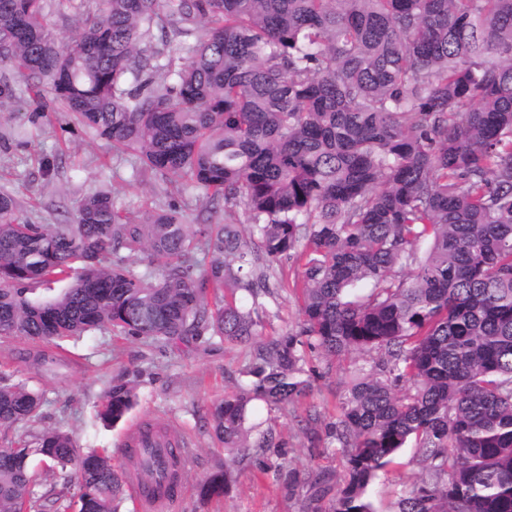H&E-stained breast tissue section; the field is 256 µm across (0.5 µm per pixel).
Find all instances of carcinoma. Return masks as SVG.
<instances>
[{"label":"carcinoma","instance_id":"1","mask_svg":"<svg viewBox=\"0 0 512 512\" xmlns=\"http://www.w3.org/2000/svg\"><path fill=\"white\" fill-rule=\"evenodd\" d=\"M65 2L67 43L46 0H0V54L135 173L224 201V221L194 229L176 208L138 215L94 192L74 223L35 224L0 191L4 351L102 330L247 344L248 383L212 408L226 448L247 447L252 401L306 395V353L368 355L330 425L347 463L331 512H374L369 485L411 442L424 474L399 512H512V0ZM167 28L184 56L152 46ZM284 258L301 319L265 339L260 296ZM134 400L116 382L98 415L116 423ZM41 404L0 379L1 430ZM32 455L59 470L54 502L119 512L109 451L84 453L56 428L0 448V512L43 510ZM132 458L159 493L184 477L177 455L162 469L150 447ZM226 478L200 496L223 495Z\"/></svg>","mask_w":512,"mask_h":512}]
</instances>
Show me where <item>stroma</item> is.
<instances>
[{
	"instance_id": "stroma-1",
	"label": "stroma",
	"mask_w": 512,
	"mask_h": 512,
	"mask_svg": "<svg viewBox=\"0 0 512 512\" xmlns=\"http://www.w3.org/2000/svg\"><path fill=\"white\" fill-rule=\"evenodd\" d=\"M0 76L16 89L12 100L0 103V191L12 193L21 214L37 224L73 223L78 201L105 191L118 208L130 212L179 209L194 223L201 208L198 191L153 193L152 179L136 183L135 160L117 156L111 142L69 121L50 89L34 95L17 77L11 62L0 58ZM50 169H43L42 160ZM270 336L293 332L298 306L287 291L264 299ZM67 360L44 374L19 360L0 359V376L21 381L43 396L39 420L20 424L9 439L28 437L44 428L71 433L79 448L108 449L117 469H124V439L129 425L148 421L168 426L183 436L189 450L183 492L172 512H327L331 497L312 502L308 478L328 474L337 489L346 474V460L328 434L336 420V406L350 370L367 365L368 356L353 353L326 362L308 357L310 393L293 408L278 410L260 405L247 421L250 436L273 429L277 445L263 451L227 448L213 436L212 404L232 391L249 359V348L200 338L164 345L109 331H97L64 341ZM115 381L130 383L137 403L127 421L108 426L97 417L106 390ZM321 419L313 436L298 427L309 407ZM230 481L221 497L200 498L198 485L219 471ZM422 475L418 448H402L368 490L375 512H398L401 494Z\"/></svg>"
}]
</instances>
